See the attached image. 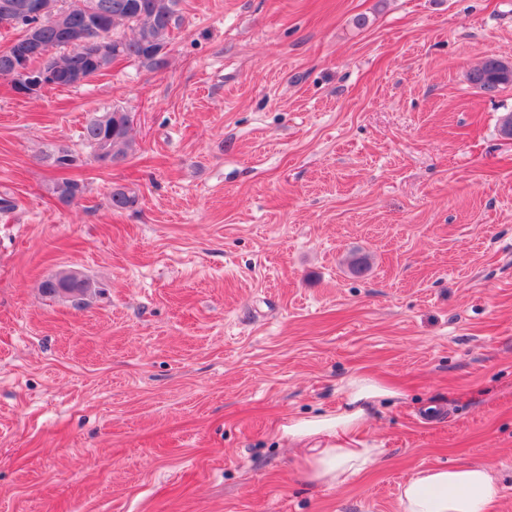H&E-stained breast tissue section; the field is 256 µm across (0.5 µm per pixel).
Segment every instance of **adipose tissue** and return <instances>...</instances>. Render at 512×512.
<instances>
[{"mask_svg": "<svg viewBox=\"0 0 512 512\" xmlns=\"http://www.w3.org/2000/svg\"><path fill=\"white\" fill-rule=\"evenodd\" d=\"M392 390L372 377L357 375L346 385V405L336 412L289 419L281 427L289 445L303 449L308 480L345 484L367 470L382 454L359 438L367 409L392 397ZM500 495L493 471L482 464H459L416 472L403 482L400 512H489Z\"/></svg>", "mask_w": 512, "mask_h": 512, "instance_id": "ef3b65f1", "label": "adipose tissue"}]
</instances>
